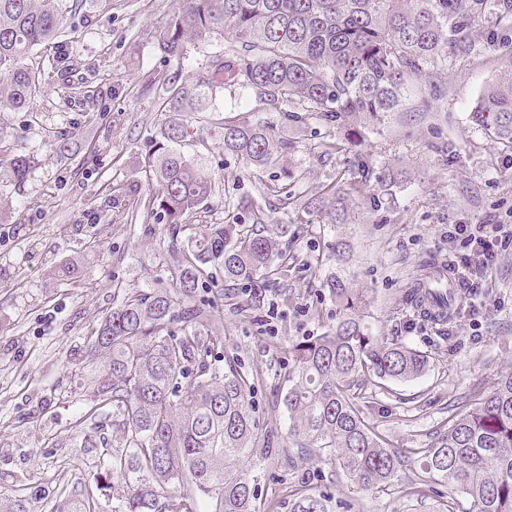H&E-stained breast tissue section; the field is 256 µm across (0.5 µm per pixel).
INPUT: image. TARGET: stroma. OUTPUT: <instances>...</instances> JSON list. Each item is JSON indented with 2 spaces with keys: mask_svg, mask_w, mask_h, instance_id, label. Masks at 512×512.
<instances>
[{
  "mask_svg": "<svg viewBox=\"0 0 512 512\" xmlns=\"http://www.w3.org/2000/svg\"><path fill=\"white\" fill-rule=\"evenodd\" d=\"M181 6L82 0L55 42L34 50L42 65L35 99L20 111L0 108V146L33 161L21 183L0 164V493L22 500L28 512H57L93 485L107 451L120 444L111 409L86 418L93 378L78 366L92 328L127 295L174 288L166 226L147 205L159 187L145 175L146 145L165 118L161 85L192 83L224 52L219 39L189 45L181 64L161 55L156 30ZM61 51L71 61L65 71L54 66ZM510 69L512 29L494 42L482 32L471 53L449 55L447 98L429 102L428 89L417 86L410 109L365 121L357 145L320 121L301 131L286 127L297 143L288 166L303 174L306 188L340 174L356 178L359 154L394 179L376 187L379 205L359 202L349 223L298 225L296 263L269 288L262 308L230 306L211 285L203 330L223 336L225 355L243 370H263L250 403L264 426L287 433L281 399L289 386L288 348L335 327L336 305L323 283L339 267L363 290L374 335L432 356L425 376L390 385L363 408L395 447H428L452 405L512 369V246L486 274L474 310L456 305L447 326L411 317L401 305L420 264L449 258V225H512V150L490 141L471 118L482 91ZM215 105L183 114L180 146L212 177L208 224L224 221L225 188L252 197L276 175L271 169L251 177L244 162L225 155L215 126L218 110L255 123L265 119V105L234 89L218 90ZM328 140L340 150L321 155ZM335 240L348 245L341 266L328 258L326 246ZM88 434L101 446L84 444ZM250 474L260 512H287L283 489L301 476L351 501L356 512H411L402 494L361 491L321 456L258 455Z\"/></svg>",
  "mask_w": 512,
  "mask_h": 512,
  "instance_id": "1",
  "label": "stroma"
}]
</instances>
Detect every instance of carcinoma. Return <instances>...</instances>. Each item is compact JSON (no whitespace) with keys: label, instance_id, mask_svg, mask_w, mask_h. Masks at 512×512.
<instances>
[{"label":"carcinoma","instance_id":"1","mask_svg":"<svg viewBox=\"0 0 512 512\" xmlns=\"http://www.w3.org/2000/svg\"><path fill=\"white\" fill-rule=\"evenodd\" d=\"M68 9L65 0H0L1 104L21 110L35 96L41 71L23 60L56 40ZM479 24L490 33L512 26V0H183L159 27L157 48L168 60L186 59L190 42L221 38L224 57L192 84L163 88L161 141L151 142L146 155L161 189L149 205L168 225L176 288L124 298L91 332L90 417L112 407L122 441L95 485L101 495L112 494L116 512H198L201 499L209 500L210 512H256L255 480L239 464L274 442L249 409L258 377L221 357L224 337L198 329L206 317L201 293L220 275L225 300L236 303L244 290L249 306H261L295 261V234L287 224L235 220L199 224L181 238L211 193L210 176L178 149L182 113L215 111L221 86L253 94L273 117L250 125L224 116V153L261 172L294 149L278 132L283 120L298 127L313 118L339 127L360 114L379 120L404 110L410 84L421 78L432 99L445 98L448 86L439 75L448 52L469 51ZM472 119L512 149V69L486 87ZM31 164L27 156L14 158L11 175L23 181ZM354 165L364 177L309 192L285 169L269 191L283 214L295 213L294 224H342L354 201L378 205L371 181L390 179L361 154ZM427 267L403 297L418 313L430 299L448 305L444 265ZM325 288L336 303V327L288 348V440L332 455L365 491H384L411 470L407 498H425L440 485L448 487V512L456 494L470 500L472 512H512V370L496 374L478 402L449 415L430 447L396 449L361 404L386 382L423 376L430 356L373 335L362 315L363 291L341 273L329 276ZM288 509L333 512L332 498L303 482L289 492ZM60 512H99V502L81 493Z\"/></svg>","mask_w":512,"mask_h":512}]
</instances>
